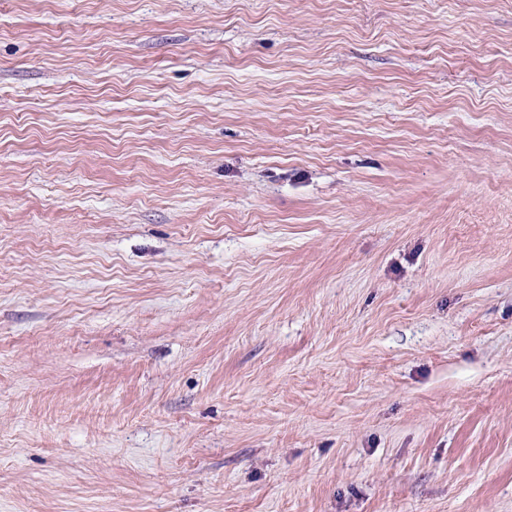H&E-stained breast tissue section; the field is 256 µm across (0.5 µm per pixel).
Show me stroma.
I'll return each instance as SVG.
<instances>
[{"instance_id": "obj_1", "label": "stroma", "mask_w": 512, "mask_h": 512, "mask_svg": "<svg viewBox=\"0 0 512 512\" xmlns=\"http://www.w3.org/2000/svg\"><path fill=\"white\" fill-rule=\"evenodd\" d=\"M0 512H512V0H0Z\"/></svg>"}]
</instances>
